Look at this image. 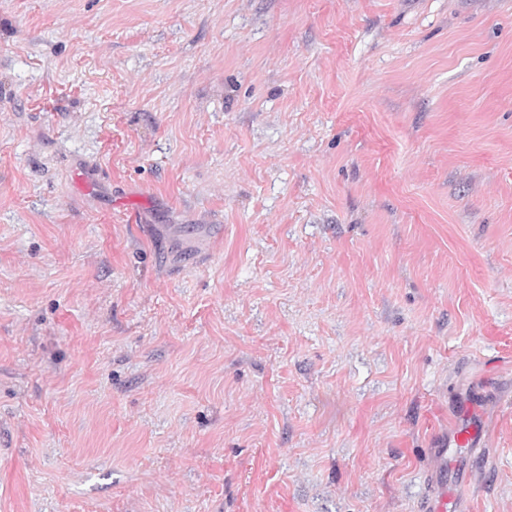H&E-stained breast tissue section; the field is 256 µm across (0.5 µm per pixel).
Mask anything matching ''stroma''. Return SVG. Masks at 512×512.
Wrapping results in <instances>:
<instances>
[{
  "label": "stroma",
  "mask_w": 512,
  "mask_h": 512,
  "mask_svg": "<svg viewBox=\"0 0 512 512\" xmlns=\"http://www.w3.org/2000/svg\"><path fill=\"white\" fill-rule=\"evenodd\" d=\"M512 512V0H0V512ZM474 405L469 400L460 402L457 409L458 422L454 433L448 436V451L450 456L448 464L450 468L463 459L469 448L478 445L482 431L477 421L474 420Z\"/></svg>",
  "instance_id": "35a3bbf8"
}]
</instances>
